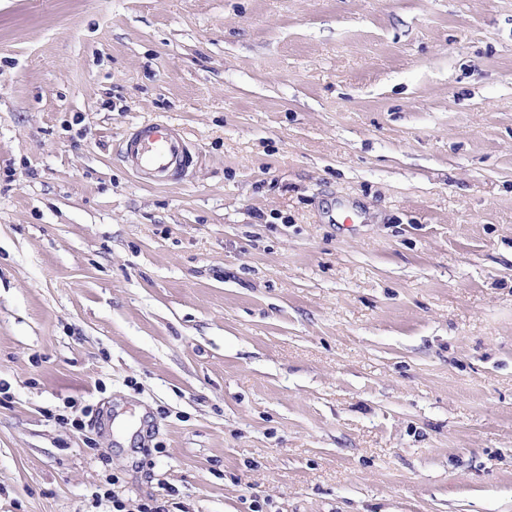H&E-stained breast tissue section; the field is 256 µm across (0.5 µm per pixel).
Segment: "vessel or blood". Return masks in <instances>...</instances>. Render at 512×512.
Here are the masks:
<instances>
[{
  "mask_svg": "<svg viewBox=\"0 0 512 512\" xmlns=\"http://www.w3.org/2000/svg\"><path fill=\"white\" fill-rule=\"evenodd\" d=\"M123 155L133 176L148 186L180 177L192 162L186 137L164 121L140 124L124 139Z\"/></svg>",
  "mask_w": 512,
  "mask_h": 512,
  "instance_id": "1",
  "label": "vessel or blood"
}]
</instances>
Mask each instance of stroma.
Here are the masks:
<instances>
[{
  "mask_svg": "<svg viewBox=\"0 0 512 512\" xmlns=\"http://www.w3.org/2000/svg\"><path fill=\"white\" fill-rule=\"evenodd\" d=\"M152 498L512 512V0H0V512ZM123 155L133 176L148 186L180 177L192 162L186 137L164 121L140 124L123 140Z\"/></svg>",
  "mask_w": 512,
  "mask_h": 512,
  "instance_id": "35a3bbf8",
  "label": "stroma"
}]
</instances>
